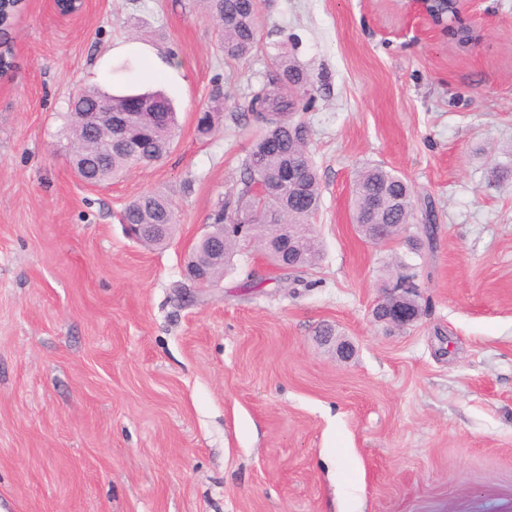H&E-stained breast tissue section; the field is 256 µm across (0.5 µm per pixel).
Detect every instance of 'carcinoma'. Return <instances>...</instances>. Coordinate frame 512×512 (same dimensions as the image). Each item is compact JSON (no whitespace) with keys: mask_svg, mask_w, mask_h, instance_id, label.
<instances>
[{"mask_svg":"<svg viewBox=\"0 0 512 512\" xmlns=\"http://www.w3.org/2000/svg\"><path fill=\"white\" fill-rule=\"evenodd\" d=\"M202 4L217 22L222 35L224 54L231 58L248 55L257 41L259 13L254 0H202ZM275 74L253 90L249 101L252 123L262 133L252 141L242 163L240 184L236 200L221 202L212 215V223L224 225V263L233 256L236 242L242 237L255 240L264 254L275 260L277 247L271 239L268 225L280 224L282 229L293 226L302 240V254L294 256V267L310 266L319 257L318 243L309 224L318 210L320 191L318 175L307 141L288 135L289 113L298 110L301 102L312 101L311 88L300 66L279 52L274 59ZM146 105L147 112L169 113L168 128L156 135L144 132L141 127L130 130V137L140 141L143 153L153 162L164 158L176 136L178 120L171 100L160 90L140 92L128 86L109 94L98 88L81 91L69 101L67 122L62 135L72 145V166L81 176H88L90 183L102 185L112 178L140 165L118 148L112 149V157L100 161V145L88 138L78 116L95 108H110L114 112H127L135 102ZM224 111L223 97L211 96L207 109L197 118V132L207 136L213 132L215 116ZM276 142L278 156L271 158L264 150V140ZM293 162L302 167L304 189L298 190L278 178L283 162ZM256 181L265 183L267 192L261 199L252 195ZM351 206L354 223L393 224L401 232L414 219L411 204V187L392 170L381 165L365 167L354 180ZM124 224H168L165 241H170L176 227V215L171 201L159 192H148L132 200L121 215ZM245 231H240L241 226Z\"/></svg>","mask_w":512,"mask_h":512,"instance_id":"carcinoma-1","label":"carcinoma"}]
</instances>
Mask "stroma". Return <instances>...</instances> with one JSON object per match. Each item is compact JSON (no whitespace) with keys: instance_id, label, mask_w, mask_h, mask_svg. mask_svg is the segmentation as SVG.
Returning a JSON list of instances; mask_svg holds the SVG:
<instances>
[{"instance_id":"35a3bbf8","label":"stroma","mask_w":512,"mask_h":512,"mask_svg":"<svg viewBox=\"0 0 512 512\" xmlns=\"http://www.w3.org/2000/svg\"><path fill=\"white\" fill-rule=\"evenodd\" d=\"M409 0H265L257 43L226 57L199 0H26L0 76V512H512V0H470L480 41L427 37ZM119 42L160 51L179 130L159 162L104 186L73 174L70 97L110 81ZM287 48L313 100L315 266L237 247L217 286L184 276L236 196L251 89ZM221 92L215 132L196 117ZM403 175L435 234L368 242L357 172ZM164 192L163 247L120 221ZM408 269L422 315L375 322ZM354 347L337 356L319 331Z\"/></svg>"}]
</instances>
